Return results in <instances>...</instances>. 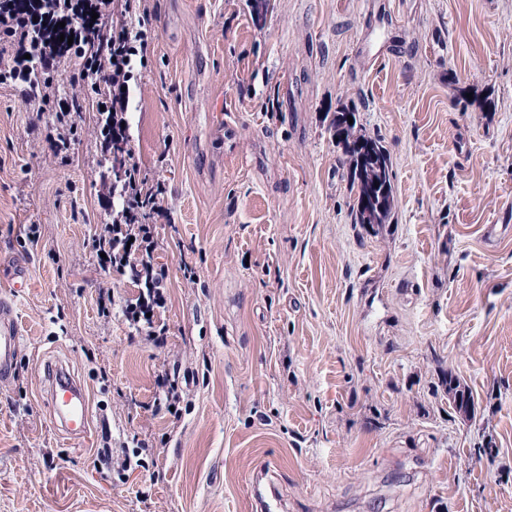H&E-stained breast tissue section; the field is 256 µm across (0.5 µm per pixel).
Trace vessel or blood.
I'll list each match as a JSON object with an SVG mask.
<instances>
[{"label":"vessel or blood","mask_w":512,"mask_h":512,"mask_svg":"<svg viewBox=\"0 0 512 512\" xmlns=\"http://www.w3.org/2000/svg\"><path fill=\"white\" fill-rule=\"evenodd\" d=\"M22 346L21 328L14 299L0 296V381L8 379L18 361ZM42 385L53 421L73 440L83 439L89 430V400L84 385L61 365L45 364Z\"/></svg>","instance_id":"obj_1"}]
</instances>
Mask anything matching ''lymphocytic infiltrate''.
<instances>
[{
  "label": "lymphocytic infiltrate",
  "instance_id": "obj_1",
  "mask_svg": "<svg viewBox=\"0 0 512 512\" xmlns=\"http://www.w3.org/2000/svg\"><path fill=\"white\" fill-rule=\"evenodd\" d=\"M13 0H0V42L11 49V62L0 68V85L17 89L30 105L54 104L56 112V146L68 152L77 131L69 117L77 111V100L59 98L55 86L62 57L78 60L81 73L103 75L111 87L104 100V109L112 116L125 112L128 104L127 87L134 78L137 58L145 56L155 34L147 23L150 10L147 0H51V16L68 21L73 29V43L57 46L50 33H35L27 16L11 7ZM119 12L121 19L113 23L99 48L90 49L84 29L92 13ZM126 192L130 204L118 213L113 223L104 225L95 238L97 252L106 254L108 263L116 269H130L140 285L136 302L124 310L128 321L143 324L153 343H163L166 327L155 323L152 314L164 303L162 282L164 271L154 267L151 258L155 240L151 225L142 221L143 213H157L165 193L163 186L141 192L137 165L127 168Z\"/></svg>",
  "mask_w": 512,
  "mask_h": 512
}]
</instances>
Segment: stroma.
<instances>
[{
    "instance_id": "stroma-1",
    "label": "stroma",
    "mask_w": 512,
    "mask_h": 512,
    "mask_svg": "<svg viewBox=\"0 0 512 512\" xmlns=\"http://www.w3.org/2000/svg\"><path fill=\"white\" fill-rule=\"evenodd\" d=\"M253 3L150 0L129 148L167 188L161 347L92 248L116 215L95 100L64 163L54 113L0 85V277L29 278L0 512H257L270 491L281 512H512V0ZM343 106L392 159L382 229L352 215ZM55 360L88 392L84 440L39 387ZM174 367L176 416L155 384ZM448 373L470 417L436 393Z\"/></svg>"
}]
</instances>
